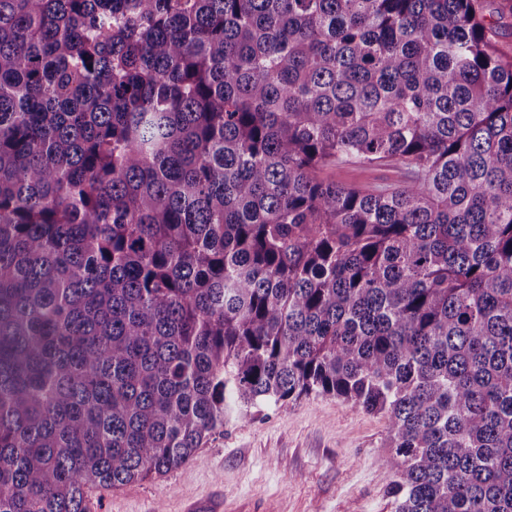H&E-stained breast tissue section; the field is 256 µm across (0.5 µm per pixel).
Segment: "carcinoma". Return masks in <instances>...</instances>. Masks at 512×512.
<instances>
[{
	"label": "carcinoma",
	"instance_id": "carcinoma-1",
	"mask_svg": "<svg viewBox=\"0 0 512 512\" xmlns=\"http://www.w3.org/2000/svg\"><path fill=\"white\" fill-rule=\"evenodd\" d=\"M487 10L0 0V512H90L313 393L385 418L396 512H512ZM324 176L348 185L399 184L405 179V171L393 163L378 166L348 164L341 167H328Z\"/></svg>",
	"mask_w": 512,
	"mask_h": 512
}]
</instances>
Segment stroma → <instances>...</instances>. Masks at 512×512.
Segmentation results:
<instances>
[{
    "label": "stroma",
    "instance_id": "1",
    "mask_svg": "<svg viewBox=\"0 0 512 512\" xmlns=\"http://www.w3.org/2000/svg\"><path fill=\"white\" fill-rule=\"evenodd\" d=\"M324 175L359 186L405 179L390 162L329 167ZM385 431L383 417L337 398L264 405L227 416L223 433L165 477L89 497L94 512H183L203 498L271 503L279 512H395Z\"/></svg>",
    "mask_w": 512,
    "mask_h": 512
}]
</instances>
